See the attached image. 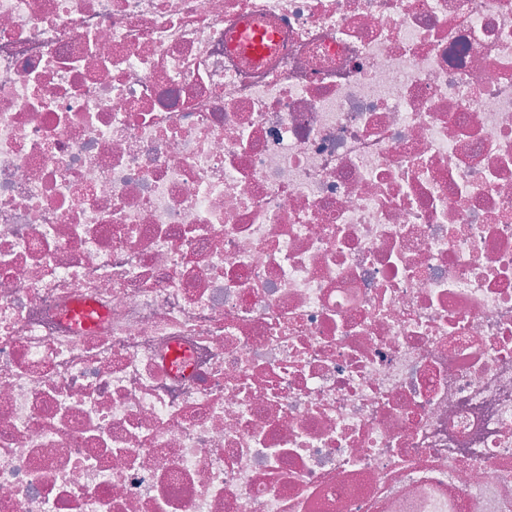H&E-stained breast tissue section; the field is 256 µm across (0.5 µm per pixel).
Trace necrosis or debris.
<instances>
[{
  "label": "necrosis or debris",
  "mask_w": 512,
  "mask_h": 512,
  "mask_svg": "<svg viewBox=\"0 0 512 512\" xmlns=\"http://www.w3.org/2000/svg\"><path fill=\"white\" fill-rule=\"evenodd\" d=\"M0 512H512V0H0Z\"/></svg>",
  "instance_id": "obj_1"
}]
</instances>
